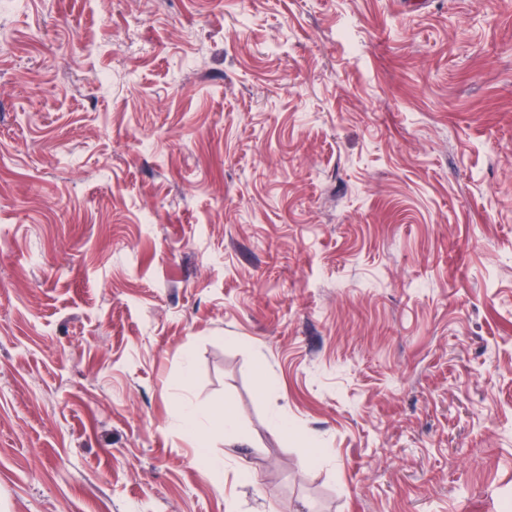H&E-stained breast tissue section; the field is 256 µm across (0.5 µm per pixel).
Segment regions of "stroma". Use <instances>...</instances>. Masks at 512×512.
<instances>
[{"label": "stroma", "instance_id": "35a3bbf8", "mask_svg": "<svg viewBox=\"0 0 512 512\" xmlns=\"http://www.w3.org/2000/svg\"><path fill=\"white\" fill-rule=\"evenodd\" d=\"M509 503L512 0L0 8V512Z\"/></svg>", "mask_w": 512, "mask_h": 512}]
</instances>
